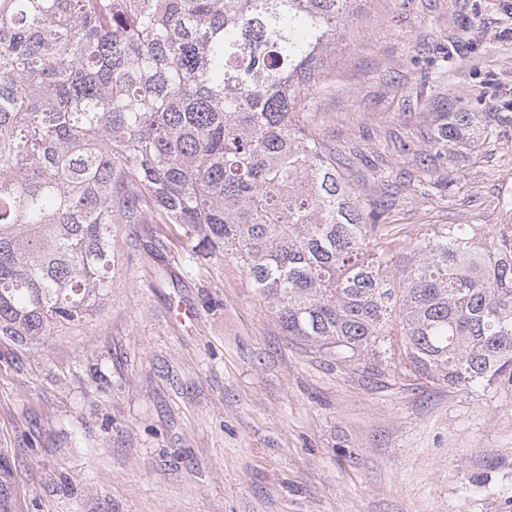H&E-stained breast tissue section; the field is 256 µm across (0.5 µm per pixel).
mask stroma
I'll list each match as a JSON object with an SVG mask.
<instances>
[{"instance_id":"stroma-1","label":"stroma","mask_w":512,"mask_h":512,"mask_svg":"<svg viewBox=\"0 0 512 512\" xmlns=\"http://www.w3.org/2000/svg\"><path fill=\"white\" fill-rule=\"evenodd\" d=\"M308 126L387 224H498L512 197V0H358ZM469 139L431 156L443 114ZM185 226L117 222L103 307L0 338L11 512H512V391L377 378L291 341ZM196 312L186 326L170 304Z\"/></svg>"}]
</instances>
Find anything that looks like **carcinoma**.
<instances>
[{
  "label": "carcinoma",
  "instance_id": "cac0c4a2",
  "mask_svg": "<svg viewBox=\"0 0 512 512\" xmlns=\"http://www.w3.org/2000/svg\"><path fill=\"white\" fill-rule=\"evenodd\" d=\"M357 0H0V336L86 321L113 224L145 212L234 260L291 339L382 377L512 388L505 224L364 209L303 86ZM453 112L444 147L474 127ZM0 463V512H11Z\"/></svg>",
  "mask_w": 512,
  "mask_h": 512
}]
</instances>
